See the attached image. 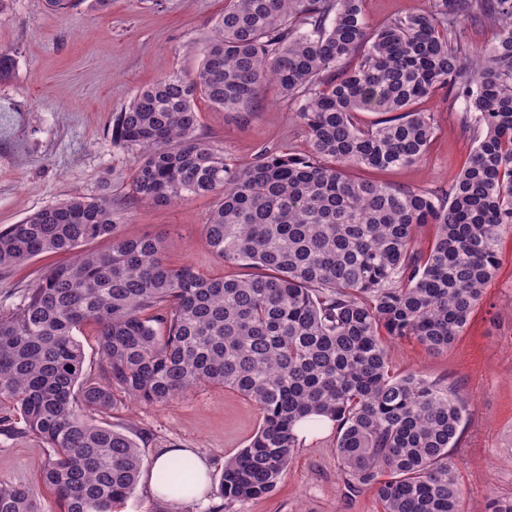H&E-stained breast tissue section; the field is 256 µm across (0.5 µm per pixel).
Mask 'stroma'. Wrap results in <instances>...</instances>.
Masks as SVG:
<instances>
[{
	"label": "stroma",
	"instance_id": "obj_1",
	"mask_svg": "<svg viewBox=\"0 0 512 512\" xmlns=\"http://www.w3.org/2000/svg\"><path fill=\"white\" fill-rule=\"evenodd\" d=\"M223 11L224 0H112L106 10L85 4L68 13L52 11L46 0H11L0 11V50L11 52L15 69L0 83V113L15 114L16 122L10 134L0 135V226L73 196H107L122 212V236L162 240L169 265L230 275L201 231L217 196L164 209L133 199V155L112 142L115 113L139 89L174 73L193 74ZM415 108L434 120L423 160L357 175L446 194L473 147L463 104L440 92ZM296 109L272 85L258 89L245 120L200 99L197 132L230 161L246 162L263 150L305 153L310 144ZM499 259L481 303L448 349L431 352L404 338L387 350L394 372L445 381L467 403L452 455L463 512H485L492 493L512 497V237L501 240ZM65 260L61 253L44 254L0 270V310L19 302L23 284ZM261 419L258 406L236 390L209 384L167 404H119L111 422L141 433L143 471H150L160 450L176 445L209 460L212 484L202 497L175 506L151 497L140 482L118 512H379L371 491L346 492L336 432L328 424L303 440L274 495L223 508L215 483L224 461L244 448ZM46 454L32 437L0 435V481L36 484Z\"/></svg>",
	"mask_w": 512,
	"mask_h": 512
}]
</instances>
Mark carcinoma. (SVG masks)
<instances>
[{
    "label": "carcinoma",
    "mask_w": 512,
    "mask_h": 512,
    "mask_svg": "<svg viewBox=\"0 0 512 512\" xmlns=\"http://www.w3.org/2000/svg\"><path fill=\"white\" fill-rule=\"evenodd\" d=\"M463 21L491 24L495 41L462 52ZM265 83L298 103L310 149L228 163L197 134L195 101L248 117ZM444 89L473 132L449 194L350 176L420 161L434 125L414 104ZM359 112L387 118L362 128ZM112 142L135 153V197H219L202 234L239 272L168 265L157 238L118 233L107 197H72L0 229V270L78 251L0 311V434L51 449L40 485L59 512H114L137 485L135 433L93 416L124 400L166 404L200 384L233 388L262 412L224 461L227 506L273 494L298 426L328 420L348 490L373 491L381 512H462L452 452L466 403L418 372L394 374L387 341L448 348L512 233V0H429L374 32L363 0H225L196 73L139 90ZM103 239L104 250L82 249ZM89 322L93 374L77 338ZM195 475L179 459L158 481L190 491ZM0 512H44L43 498L0 481Z\"/></svg>",
    "instance_id": "1"
}]
</instances>
